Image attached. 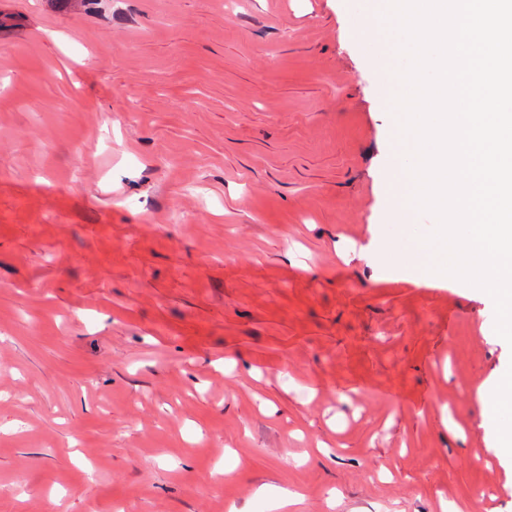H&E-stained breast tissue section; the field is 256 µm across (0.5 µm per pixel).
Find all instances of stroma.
Here are the masks:
<instances>
[{
  "label": "stroma",
  "mask_w": 512,
  "mask_h": 512,
  "mask_svg": "<svg viewBox=\"0 0 512 512\" xmlns=\"http://www.w3.org/2000/svg\"><path fill=\"white\" fill-rule=\"evenodd\" d=\"M383 2L0 0V512H512Z\"/></svg>",
  "instance_id": "stroma-1"
}]
</instances>
